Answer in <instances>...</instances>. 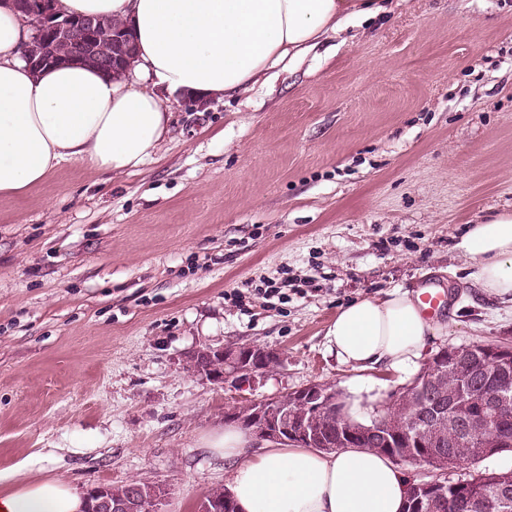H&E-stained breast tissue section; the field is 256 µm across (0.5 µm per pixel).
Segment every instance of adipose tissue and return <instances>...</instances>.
Segmentation results:
<instances>
[{"instance_id":"1","label":"adipose tissue","mask_w":512,"mask_h":512,"mask_svg":"<svg viewBox=\"0 0 512 512\" xmlns=\"http://www.w3.org/2000/svg\"><path fill=\"white\" fill-rule=\"evenodd\" d=\"M391 0H57L66 14L133 23L138 57L115 77L69 63L32 74L21 58L29 34L0 5V196L42 183L76 161L122 173L152 159L169 132L173 93L229 98L267 70L305 56L353 19L389 13ZM457 249L477 268L486 294L512 302V211L468 224ZM438 328L419 295L393 289L341 306L328 326V352L357 370L377 364L415 370ZM200 442L230 466L238 512H402L408 481L388 456L348 448L325 452L267 443L257 455L228 426ZM84 495L64 480L19 483L0 493V512H83Z\"/></svg>"}]
</instances>
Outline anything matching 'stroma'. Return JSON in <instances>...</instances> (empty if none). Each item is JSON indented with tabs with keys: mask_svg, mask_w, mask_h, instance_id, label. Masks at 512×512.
<instances>
[{
	"mask_svg": "<svg viewBox=\"0 0 512 512\" xmlns=\"http://www.w3.org/2000/svg\"><path fill=\"white\" fill-rule=\"evenodd\" d=\"M388 21L197 108L171 97L155 159L69 161L0 196V491L151 478L163 512L227 487L201 448L225 411L320 382L365 418L409 374L325 347L337 309L395 287L443 291L424 358L512 337L456 248L512 211V0H394ZM284 284L264 298V283ZM246 295L239 306L233 292ZM258 345L265 376L213 382L196 349Z\"/></svg>",
	"mask_w": 512,
	"mask_h": 512,
	"instance_id": "obj_1",
	"label": "stroma"
}]
</instances>
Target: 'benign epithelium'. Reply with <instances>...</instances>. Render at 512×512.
Here are the masks:
<instances>
[{"label":"benign epithelium","mask_w":512,"mask_h":512,"mask_svg":"<svg viewBox=\"0 0 512 512\" xmlns=\"http://www.w3.org/2000/svg\"><path fill=\"white\" fill-rule=\"evenodd\" d=\"M10 2L16 10L33 19L34 33L24 47V59L35 70L58 61H77L118 72L128 68L134 60L132 29L128 24L110 25L96 18H63L56 9V0ZM484 352L482 371L495 375L501 380V386L498 392L490 395L489 411L480 416L470 414L468 402L453 399L456 421L465 428L467 438L450 442V451L444 449L448 432L433 416L428 401V397L442 394L440 380L446 368L458 366L461 359V350L450 348L448 359H430L418 386L396 395L389 404L392 410L405 405L412 413L416 432H426V438L417 439V452L409 454L396 451L394 459L428 466L444 473L450 468L472 465L493 454V448L497 446L491 436L498 422L495 407L504 406L512 397V342L486 346ZM217 358L221 366L217 371H209L208 377L219 382L228 377L247 380L261 377L280 364V357L276 353L254 346L198 349L188 356L187 364L201 375L203 371L195 368L197 361ZM225 418L252 424V430L265 440L327 450H334L338 446L348 448L355 443L388 447L392 444L390 435L400 433L387 419L375 426L347 427L340 392L319 382L274 399L244 402L226 413ZM325 425H335L345 430L337 444L329 445L323 440ZM428 492L437 502L448 503L456 512H466L472 507L468 482L459 480L447 483L437 477L430 481L409 483V505L414 509L420 507ZM157 495L158 487L152 482H145L115 492L110 498L104 497L90 503L89 512H136L144 502L155 499Z\"/></svg>","instance_id":"obj_1"}]
</instances>
